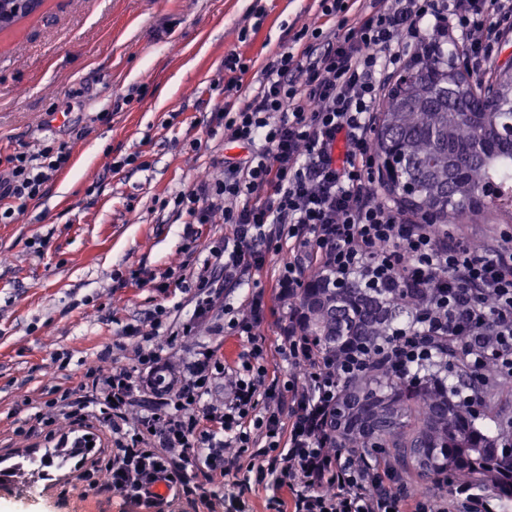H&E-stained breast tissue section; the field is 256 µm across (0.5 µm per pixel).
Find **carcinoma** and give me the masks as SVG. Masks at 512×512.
Segmentation results:
<instances>
[{
	"label": "carcinoma",
	"instance_id": "obj_1",
	"mask_svg": "<svg viewBox=\"0 0 512 512\" xmlns=\"http://www.w3.org/2000/svg\"><path fill=\"white\" fill-rule=\"evenodd\" d=\"M460 75L439 52L417 58L414 73L385 96L376 132L378 162L395 157L397 184L382 182L388 198L437 224H456L476 209L500 211L501 190L512 193V139L482 149L512 123V70L496 75L497 98L481 122L473 116L472 81H456ZM429 292L367 288L356 280L331 285L322 265L307 270L288 312L314 358L336 370L327 448L372 449L404 486L430 479L440 491L436 512L451 497L450 478L490 485L508 509L512 440L488 434L477 421L512 427V376L489 357L472 365L460 360L464 336L455 348L435 346L420 369L385 364L399 318L412 317Z\"/></svg>",
	"mask_w": 512,
	"mask_h": 512
}]
</instances>
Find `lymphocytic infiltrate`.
Returning a JSON list of instances; mask_svg holds the SVG:
<instances>
[{"label": "lymphocytic infiltrate", "instance_id": "obj_1", "mask_svg": "<svg viewBox=\"0 0 512 512\" xmlns=\"http://www.w3.org/2000/svg\"><path fill=\"white\" fill-rule=\"evenodd\" d=\"M328 29H301L287 51L266 64L258 88L243 104L225 100L217 117L224 141L243 156L224 160L222 178L179 194L190 223L222 217L230 228L195 276V306L180 330L129 329L136 366L90 367L93 400L63 392L49 405L82 430L104 438L109 455L90 462L104 469L112 491L138 512H164L168 497L212 499L234 476L240 489L270 481L268 512H431L428 499L385 487L376 460L331 453L328 415L337 398L336 375L311 363L309 346L283 336L281 355L305 365L304 384L269 377L258 328L267 316L263 292L248 299L232 328L251 348L229 368L212 348L169 366L164 344L191 335L208 318L217 281L241 283L263 270L264 242L283 240L274 285L296 294L311 261L336 279L373 288H429L433 306L418 310L401 329L390 359L399 366L432 342L468 337L473 350L512 372V235L489 254H475L425 217H407L376 198L374 132L389 70L403 67L427 37L458 33L468 70H488L512 32V0H320ZM69 159L66 148L16 153L0 175V215H23L45 194L52 172ZM224 402L209 400L216 379ZM149 389L156 407L138 417L127 410ZM273 454L267 467L254 459Z\"/></svg>", "mask_w": 512, "mask_h": 512}]
</instances>
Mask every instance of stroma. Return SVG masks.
I'll list each match as a JSON object with an SVG mask.
<instances>
[{
    "label": "stroma",
    "instance_id": "stroma-1",
    "mask_svg": "<svg viewBox=\"0 0 512 512\" xmlns=\"http://www.w3.org/2000/svg\"><path fill=\"white\" fill-rule=\"evenodd\" d=\"M319 14L317 0H43L0 29V171L20 151L70 152L42 199L0 221V474L53 452V441L25 433L34 413L53 416L50 390L88 400L84 373L102 351L132 363L126 326H149L161 308L168 322L188 319L193 273L225 227L188 238L174 199L241 153L212 118L224 104V59L251 61L239 92L247 98L258 70L302 27L318 26ZM134 86L142 94L131 101ZM448 230L488 253L512 232V218L469 214ZM266 257L254 280L270 307L260 334L276 376L288 370L278 355L287 305L272 286L280 256ZM167 272L184 283L163 293L153 281ZM201 346L230 367L249 348L218 317L178 338L167 357L177 366ZM103 454L74 449L29 487L11 485L0 512H136L99 488V473L81 479L85 459Z\"/></svg>",
    "mask_w": 512,
    "mask_h": 512
}]
</instances>
